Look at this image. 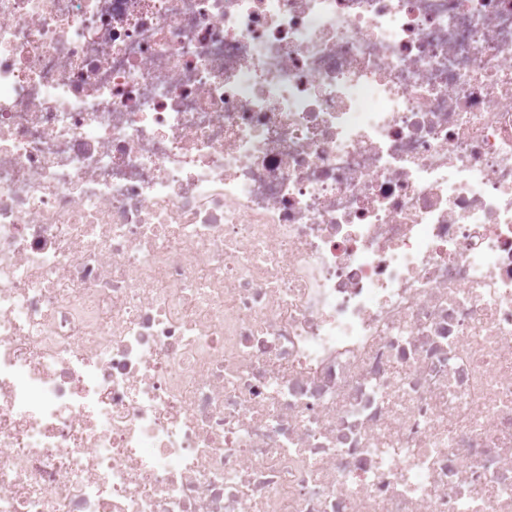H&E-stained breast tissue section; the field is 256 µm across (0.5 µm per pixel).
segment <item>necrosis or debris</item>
<instances>
[{
  "mask_svg": "<svg viewBox=\"0 0 512 512\" xmlns=\"http://www.w3.org/2000/svg\"><path fill=\"white\" fill-rule=\"evenodd\" d=\"M0 512H512V0H0Z\"/></svg>",
  "mask_w": 512,
  "mask_h": 512,
  "instance_id": "4bbe7bcc",
  "label": "necrosis or debris"
}]
</instances>
